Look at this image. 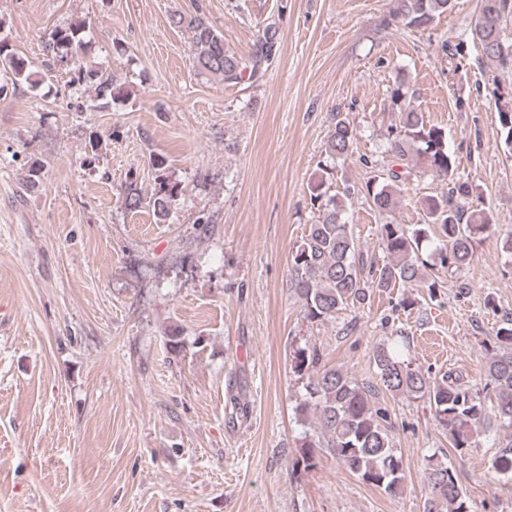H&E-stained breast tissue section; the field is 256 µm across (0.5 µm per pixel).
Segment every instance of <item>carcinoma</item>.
<instances>
[{"label":"carcinoma","instance_id":"1","mask_svg":"<svg viewBox=\"0 0 512 512\" xmlns=\"http://www.w3.org/2000/svg\"><path fill=\"white\" fill-rule=\"evenodd\" d=\"M452 9V0H394L391 20L408 29L430 26L435 18ZM512 16V0H480L478 14L467 38L443 44L448 70L456 71L470 46L480 47L493 68L512 67V43L503 23ZM175 27L187 26L191 34L198 70L219 76L227 84L254 78L277 50V27L265 25L255 54L249 59L224 47V34L204 14L190 19L170 17ZM90 45L89 26L77 20L50 32L46 48L54 58L69 66V85L86 86L94 92L93 107L108 106L119 93L112 78L86 62ZM0 66L11 72L12 85H40L36 73L17 56L11 45L0 40ZM389 107L398 122L387 129V154L397 168L381 174L359 188L350 184L334 186L326 171L313 174L308 182L310 201L319 212L308 234L292 251V286L302 302L305 318L312 322L334 320L343 311L367 303L372 292H390L419 285L434 294L436 281L428 270L440 267L456 273L473 261L478 236L488 232L493 217L485 205L480 186L462 177L460 162L448 145L446 130L424 120L413 105L406 78L398 76L389 87ZM356 144V132L345 118H338L325 146L327 159L347 158ZM157 187L144 200L135 188H128L124 206L137 210L148 202L156 221L166 222L182 195V188L167 175L166 159H152ZM430 172L446 181V191L423 198V224L380 225L386 259L371 261L360 248L352 225L346 219V204L363 195L381 215H391L400 201L401 186L415 172ZM377 385L358 382L348 372L327 366L316 345L293 351L292 372L307 378L299 414L314 419L313 432L305 434L296 465L305 470L316 466L315 449L328 448L349 472L389 496L398 494L404 481L401 457L394 448L388 411L375 402L376 388L393 396L424 399L435 420L448 429L452 446L459 451L471 447L484 421L494 416L506 431L500 438L501 451L492 468L512 478V316L503 319L489 350L484 386L475 388L457 373L441 375L411 367L398 345H380L372 354ZM431 498L427 512H471L466 495L451 468L432 463L427 468Z\"/></svg>","mask_w":512,"mask_h":512}]
</instances>
